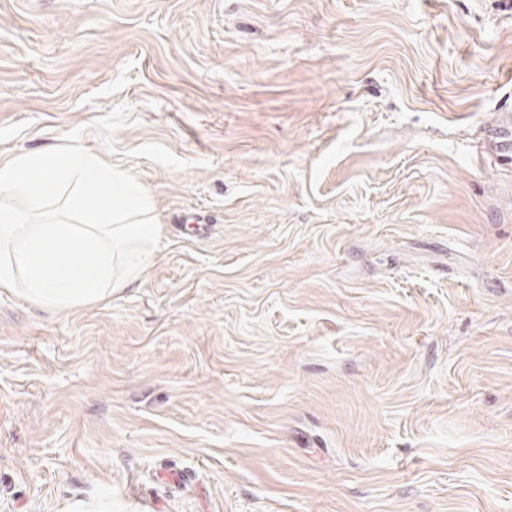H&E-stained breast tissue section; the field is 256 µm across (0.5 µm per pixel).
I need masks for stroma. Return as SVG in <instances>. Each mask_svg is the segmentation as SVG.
<instances>
[{
  "label": "stroma",
  "instance_id": "stroma-1",
  "mask_svg": "<svg viewBox=\"0 0 512 512\" xmlns=\"http://www.w3.org/2000/svg\"><path fill=\"white\" fill-rule=\"evenodd\" d=\"M511 114L512 0H0V159L82 129L162 226L0 293V512H512Z\"/></svg>",
  "mask_w": 512,
  "mask_h": 512
}]
</instances>
